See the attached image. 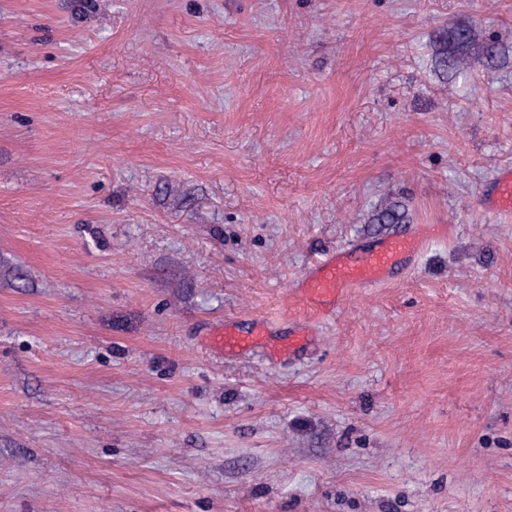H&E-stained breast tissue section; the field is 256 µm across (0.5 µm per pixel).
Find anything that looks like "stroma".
I'll use <instances>...</instances> for the list:
<instances>
[{"label":"stroma","mask_w":512,"mask_h":512,"mask_svg":"<svg viewBox=\"0 0 512 512\" xmlns=\"http://www.w3.org/2000/svg\"><path fill=\"white\" fill-rule=\"evenodd\" d=\"M506 163L512 0H0V512H512ZM388 206L409 270L206 349ZM491 210L501 214L512 212V167L501 168L492 183L491 193L485 200Z\"/></svg>","instance_id":"35a3bbf8"}]
</instances>
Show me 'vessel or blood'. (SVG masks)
Instances as JSON below:
<instances>
[{"instance_id":"vessel-or-blood-1","label":"vessel or blood","mask_w":512,"mask_h":512,"mask_svg":"<svg viewBox=\"0 0 512 512\" xmlns=\"http://www.w3.org/2000/svg\"><path fill=\"white\" fill-rule=\"evenodd\" d=\"M485 204L497 213L512 212L511 166L498 171ZM425 234V226L418 225L383 236L368 247L329 252L290 291L282 311L288 324L285 335H277L261 320H251L246 328L232 321L212 329L210 347L222 355L258 351L268 359L294 356L309 343L313 322L335 316L352 289L386 283L420 252Z\"/></svg>"}]
</instances>
